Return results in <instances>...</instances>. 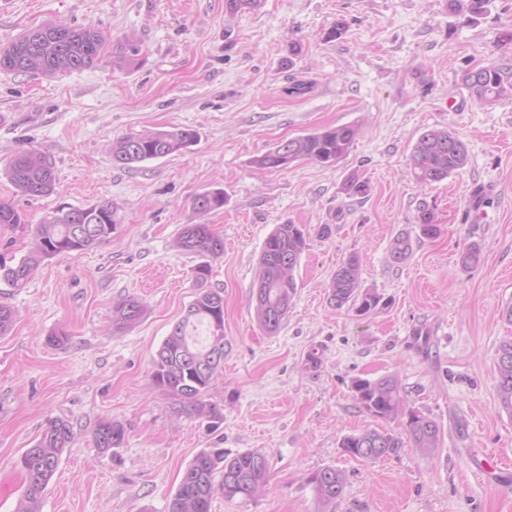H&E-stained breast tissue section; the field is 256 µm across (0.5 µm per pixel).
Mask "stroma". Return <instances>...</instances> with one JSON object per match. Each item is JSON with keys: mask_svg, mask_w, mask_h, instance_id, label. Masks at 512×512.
Wrapping results in <instances>:
<instances>
[{"mask_svg": "<svg viewBox=\"0 0 512 512\" xmlns=\"http://www.w3.org/2000/svg\"><path fill=\"white\" fill-rule=\"evenodd\" d=\"M342 38L327 42L336 21ZM135 36L137 65L102 61L56 76L0 73V200L26 215L0 228V247L23 255L34 227L60 204L112 202L120 224L111 242L47 259L27 286L0 283V303L18 321L0 336V512H14L18 461L48 422L77 434L47 486L41 512H168L180 476L201 450H262L265 491L251 500L215 495L211 512H317L309 473L332 467L347 481L333 512H512V414L495 390L498 347L512 335V92L473 99L464 71L512 68V0L485 14L448 0H263L230 12L225 0H0V46L47 22ZM302 52L283 63L290 42ZM295 80L310 93L288 96ZM352 125L359 134L336 164L298 161L282 170L254 160L277 142ZM178 126L198 141L187 151L126 168L112 139ZM445 128L468 162L448 179L415 183L407 158L418 136ZM36 151L55 166V192L23 197L3 173L15 153ZM370 184L349 197L344 180ZM223 189L207 222L224 239L208 287L224 291V370L206 398L218 428L176 412L151 380L153 356L193 300L199 256L174 248L191 203ZM434 210L441 233L422 235L415 217ZM305 225L296 293L280 331L254 319L252 285L262 245L276 225ZM329 234H321L322 225ZM411 251L393 262L396 237ZM480 251L466 267L469 247ZM361 288L381 296L364 316L336 309L329 289L350 256ZM146 304L130 328L112 325V304ZM65 345H49L50 332ZM396 377L409 408L437 421L440 443L426 456L403 448L366 463L344 436L402 432L361 407L352 384ZM128 436L110 452L94 446L100 419ZM503 457L504 484L476 464Z\"/></svg>", "mask_w": 512, "mask_h": 512, "instance_id": "35a3bbf8", "label": "stroma"}]
</instances>
